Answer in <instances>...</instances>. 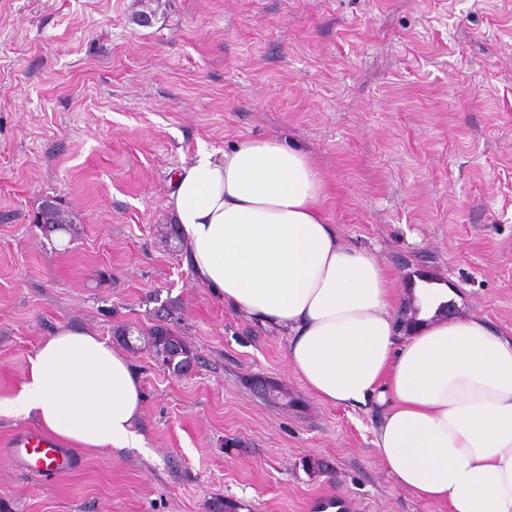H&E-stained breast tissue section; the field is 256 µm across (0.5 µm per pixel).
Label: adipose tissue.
<instances>
[{
    "label": "adipose tissue",
    "mask_w": 512,
    "mask_h": 512,
    "mask_svg": "<svg viewBox=\"0 0 512 512\" xmlns=\"http://www.w3.org/2000/svg\"><path fill=\"white\" fill-rule=\"evenodd\" d=\"M325 184L302 149L244 140L198 151L165 206L196 279L239 315L287 334L294 377L323 403L382 405L378 456L396 487L448 512H512V338L476 316L437 312L417 288L403 330L396 279L344 245L323 212ZM140 380L97 334L62 327L30 358L0 414L110 453L137 448Z\"/></svg>",
    "instance_id": "obj_1"
}]
</instances>
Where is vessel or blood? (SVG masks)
<instances>
[{
	"label": "vessel or blood",
	"instance_id": "1",
	"mask_svg": "<svg viewBox=\"0 0 512 512\" xmlns=\"http://www.w3.org/2000/svg\"><path fill=\"white\" fill-rule=\"evenodd\" d=\"M7 453L23 470L41 476H57L72 471V456L43 432L21 428L8 442Z\"/></svg>",
	"mask_w": 512,
	"mask_h": 512
}]
</instances>
